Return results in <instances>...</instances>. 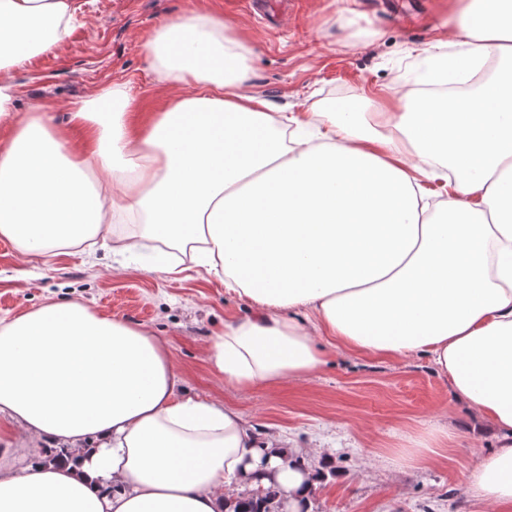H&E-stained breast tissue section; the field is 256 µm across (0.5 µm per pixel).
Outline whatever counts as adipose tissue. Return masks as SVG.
Wrapping results in <instances>:
<instances>
[{"label":"adipose tissue","instance_id":"1","mask_svg":"<svg viewBox=\"0 0 512 512\" xmlns=\"http://www.w3.org/2000/svg\"><path fill=\"white\" fill-rule=\"evenodd\" d=\"M74 15L70 0H0V69L62 44ZM448 24L466 50L433 54L429 92L364 89L359 112L288 114L245 93L251 49L222 21L174 17L142 52L162 81L196 92L139 121L116 85L66 134L44 107L19 117L0 148V236L48 256L140 220L120 255L189 248L255 308L206 354L238 388L319 370L324 353L293 309L364 356L426 353L499 430L467 483L512 512V0H456ZM490 59L501 69L474 93H441L449 73ZM444 170L448 195L429 205L422 181ZM178 383L164 340L86 304L0 322V420L70 451L0 469V512H224L268 487L288 512H311L306 449Z\"/></svg>","mask_w":512,"mask_h":512}]
</instances>
